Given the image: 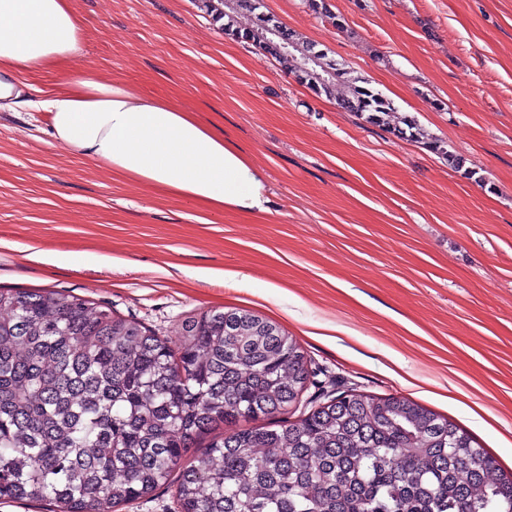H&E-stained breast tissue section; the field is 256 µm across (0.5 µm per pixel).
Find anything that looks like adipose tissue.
<instances>
[{"instance_id": "ef3b65f1", "label": "adipose tissue", "mask_w": 512, "mask_h": 512, "mask_svg": "<svg viewBox=\"0 0 512 512\" xmlns=\"http://www.w3.org/2000/svg\"><path fill=\"white\" fill-rule=\"evenodd\" d=\"M84 37L73 0H0V112L44 115L53 143L210 215L269 212L262 170L194 112L85 70L49 92L24 81L76 60Z\"/></svg>"}]
</instances>
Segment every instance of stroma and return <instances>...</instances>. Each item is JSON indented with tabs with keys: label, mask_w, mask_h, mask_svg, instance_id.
Segmentation results:
<instances>
[{
	"label": "stroma",
	"mask_w": 512,
	"mask_h": 512,
	"mask_svg": "<svg viewBox=\"0 0 512 512\" xmlns=\"http://www.w3.org/2000/svg\"><path fill=\"white\" fill-rule=\"evenodd\" d=\"M328 2L346 31L306 0H264L415 116L421 142L315 96L198 0H74L86 30L75 69L224 131L264 172L271 211L202 223L199 209L51 143L30 113L0 112V288L69 290L170 339L192 314L254 312L306 352L305 399H410L510 476L512 0ZM431 138L480 181L429 151ZM34 244L37 261L25 256ZM325 322L341 333L312 335ZM426 147H428L434 153L440 155L443 159L448 161V164L452 166L456 171L461 172L462 175L475 182L480 181L481 176L476 175L479 173L476 169V166L472 163H469L467 166V159L462 155L458 154L448 142L438 139H430L425 142Z\"/></svg>",
	"instance_id": "obj_1"
}]
</instances>
